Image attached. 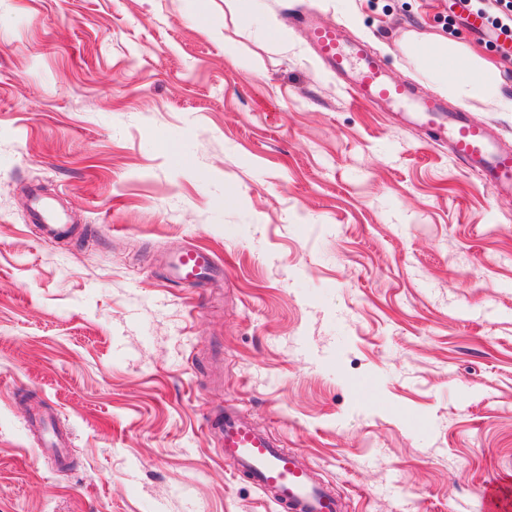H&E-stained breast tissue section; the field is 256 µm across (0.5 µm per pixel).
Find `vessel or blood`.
<instances>
[{
	"label": "vessel or blood",
	"instance_id": "b4317fda",
	"mask_svg": "<svg viewBox=\"0 0 512 512\" xmlns=\"http://www.w3.org/2000/svg\"><path fill=\"white\" fill-rule=\"evenodd\" d=\"M310 38L321 57L344 77L353 100L403 118L429 140L449 145L466 170L497 194L512 198V150L500 147L487 125L467 120L463 112L449 111L438 97L418 95L411 83L389 77L370 48L345 39L340 25H311ZM170 273L174 280L193 283L216 277L218 268L208 253L187 248L172 260ZM220 441L225 457L235 460L251 484L282 512H336L335 493L245 414L225 413Z\"/></svg>",
	"mask_w": 512,
	"mask_h": 512
}]
</instances>
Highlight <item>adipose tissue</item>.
<instances>
[{"label":"adipose tissue","instance_id":"adipose-tissue-1","mask_svg":"<svg viewBox=\"0 0 512 512\" xmlns=\"http://www.w3.org/2000/svg\"><path fill=\"white\" fill-rule=\"evenodd\" d=\"M406 47L420 74L459 103L479 102L511 110L504 97L502 79L495 68L444 38L426 40L408 36Z\"/></svg>","mask_w":512,"mask_h":512}]
</instances>
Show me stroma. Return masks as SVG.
Here are the masks:
<instances>
[{
  "instance_id": "obj_1",
  "label": "stroma",
  "mask_w": 512,
  "mask_h": 512,
  "mask_svg": "<svg viewBox=\"0 0 512 512\" xmlns=\"http://www.w3.org/2000/svg\"><path fill=\"white\" fill-rule=\"evenodd\" d=\"M230 0H0V512H274L240 409L340 512H483L512 482V205ZM389 76L450 0H355ZM182 162H175V155ZM70 236L48 239L35 203ZM207 250L223 285L171 258ZM233 1L239 20L248 26L255 27L266 39L276 41L280 38L278 30L262 24L265 0H230Z\"/></svg>"
}]
</instances>
